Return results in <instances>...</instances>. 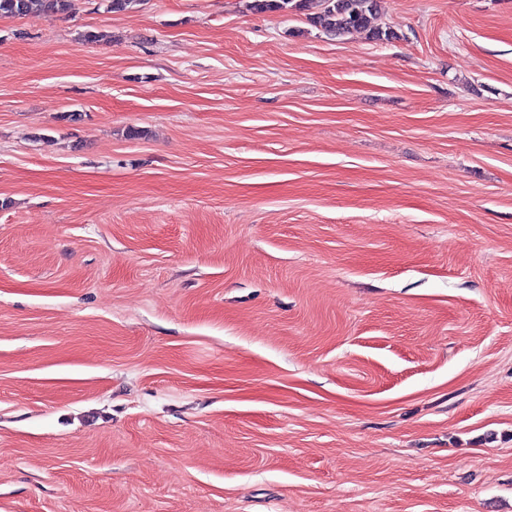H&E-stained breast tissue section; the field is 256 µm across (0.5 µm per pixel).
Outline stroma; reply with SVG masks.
<instances>
[{
    "instance_id": "obj_1",
    "label": "stroma",
    "mask_w": 512,
    "mask_h": 512,
    "mask_svg": "<svg viewBox=\"0 0 512 512\" xmlns=\"http://www.w3.org/2000/svg\"><path fill=\"white\" fill-rule=\"evenodd\" d=\"M247 3L0 18V512H512V0ZM380 0H252L255 13L287 10L312 11L311 24L326 36L342 38L366 32L369 38L392 40L398 35L391 30L374 28L372 21L380 10Z\"/></svg>"
}]
</instances>
